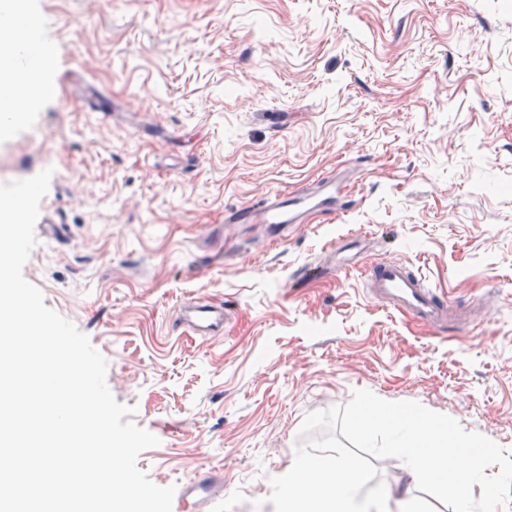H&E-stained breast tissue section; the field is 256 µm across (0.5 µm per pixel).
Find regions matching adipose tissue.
<instances>
[{"mask_svg":"<svg viewBox=\"0 0 512 512\" xmlns=\"http://www.w3.org/2000/svg\"><path fill=\"white\" fill-rule=\"evenodd\" d=\"M32 91L10 96L0 114V128L32 109L37 98L51 95L53 82L42 60L24 67ZM361 436L383 440L384 453L414 479H427L449 488L454 512H505L501 497L512 485V459L493 451L475 454L465 437L446 430H425L422 422L391 411L368 407L357 419ZM363 469L353 460L334 454L296 458L277 481L279 512H403L410 507L408 490L394 497H365Z\"/></svg>","mask_w":512,"mask_h":512,"instance_id":"adipose-tissue-1","label":"adipose tissue"}]
</instances>
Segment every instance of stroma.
<instances>
[{"label":"stroma","mask_w":512,"mask_h":512,"mask_svg":"<svg viewBox=\"0 0 512 512\" xmlns=\"http://www.w3.org/2000/svg\"><path fill=\"white\" fill-rule=\"evenodd\" d=\"M25 4L53 94L0 131V183L54 174L24 276L158 438L153 483L210 472L207 512H275L289 462L334 453L393 492L369 400L512 455V0ZM327 183L339 212L224 221ZM390 258L455 318L376 304ZM193 295L221 335L182 320ZM181 310L195 331L205 336L218 332L226 319L224 307L213 305L201 298L186 300L181 305Z\"/></svg>","instance_id":"stroma-1"}]
</instances>
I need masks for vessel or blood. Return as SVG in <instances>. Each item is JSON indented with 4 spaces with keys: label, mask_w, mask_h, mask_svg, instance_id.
Here are the masks:
<instances>
[{
    "label": "vessel or blood",
    "mask_w": 512,
    "mask_h": 512,
    "mask_svg": "<svg viewBox=\"0 0 512 512\" xmlns=\"http://www.w3.org/2000/svg\"><path fill=\"white\" fill-rule=\"evenodd\" d=\"M311 203L312 196L306 191L292 196L273 193L260 205L233 209L228 221L232 224H300ZM369 293L390 309L412 314L433 325L446 323L454 309L450 298L425 286L421 277L399 261L374 266ZM181 310L195 331L206 336L218 332L226 319L223 307L199 298L186 300ZM223 493L222 479L208 473L198 475L181 486L176 512H201L204 505Z\"/></svg>",
    "instance_id": "obj_1"
}]
</instances>
